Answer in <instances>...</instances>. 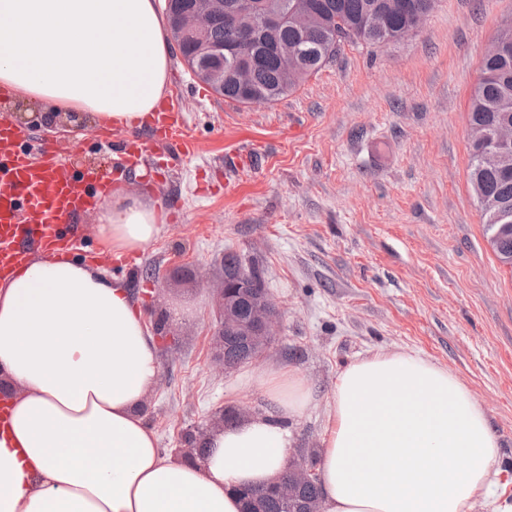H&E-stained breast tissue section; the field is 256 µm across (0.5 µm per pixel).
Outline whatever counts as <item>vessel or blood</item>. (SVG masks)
Masks as SVG:
<instances>
[{
    "instance_id": "1",
    "label": "vessel or blood",
    "mask_w": 512,
    "mask_h": 512,
    "mask_svg": "<svg viewBox=\"0 0 512 512\" xmlns=\"http://www.w3.org/2000/svg\"><path fill=\"white\" fill-rule=\"evenodd\" d=\"M98 137L119 149L121 162L114 172L77 165L50 143L32 158L24 149L27 129L0 122V280L36 250L61 256L74 250L75 226L104 203L116 177L145 167L151 149L165 148L174 162L196 150L185 119L168 103L155 112L145 133L106 128Z\"/></svg>"
}]
</instances>
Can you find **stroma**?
Here are the masks:
<instances>
[{
  "label": "stroma",
  "mask_w": 512,
  "mask_h": 512,
  "mask_svg": "<svg viewBox=\"0 0 512 512\" xmlns=\"http://www.w3.org/2000/svg\"><path fill=\"white\" fill-rule=\"evenodd\" d=\"M512 29V0H436L424 26L385 46L338 55L270 104L242 106L197 80L173 52L164 91L200 150L162 187L118 190L154 205L159 237L109 266L149 319L163 321L161 373L142 412L162 452L223 410L266 409L254 375L289 366L316 393L291 425L294 447L319 449L337 372L376 352H419L477 395L512 463V267L495 253L470 183L471 97L490 43ZM24 126L38 155L66 144L77 164L111 169L116 152L82 116L0 95V118ZM254 166L231 172L242 151ZM255 259L280 310L261 359L216 368V290L224 255ZM188 309L176 321L171 308Z\"/></svg>",
  "instance_id": "obj_1"
}]
</instances>
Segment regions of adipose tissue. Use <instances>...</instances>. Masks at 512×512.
<instances>
[{
  "label": "adipose tissue",
  "mask_w": 512,
  "mask_h": 512,
  "mask_svg": "<svg viewBox=\"0 0 512 512\" xmlns=\"http://www.w3.org/2000/svg\"><path fill=\"white\" fill-rule=\"evenodd\" d=\"M159 0H0V88L53 113L142 127L166 85ZM122 260L161 233L129 195L97 211ZM161 361L146 314L102 267L37 258L0 283V512H241L277 481L311 404L286 367L257 374L270 408L210 432L197 462L162 454L140 412ZM324 512H512V470L474 392L420 353L377 352L336 375L317 465Z\"/></svg>",
  "instance_id": "obj_1"
}]
</instances>
